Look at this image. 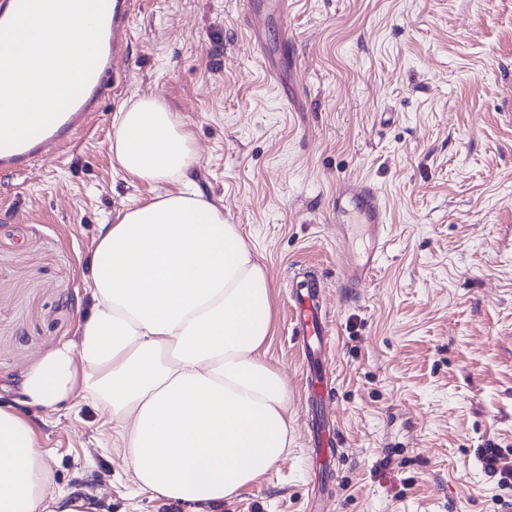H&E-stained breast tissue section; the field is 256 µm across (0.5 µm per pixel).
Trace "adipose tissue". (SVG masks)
<instances>
[{"label": "adipose tissue", "mask_w": 512, "mask_h": 512, "mask_svg": "<svg viewBox=\"0 0 512 512\" xmlns=\"http://www.w3.org/2000/svg\"><path fill=\"white\" fill-rule=\"evenodd\" d=\"M113 126L122 172L157 193L101 225L75 339L23 369L20 387L47 409L106 410L140 491L218 504L261 482L292 442L288 385L264 358L270 285L223 206L188 189L199 156L178 113L141 97ZM171 182L184 190L162 191ZM0 512H89L54 489L35 430L3 408Z\"/></svg>", "instance_id": "adipose-tissue-1"}]
</instances>
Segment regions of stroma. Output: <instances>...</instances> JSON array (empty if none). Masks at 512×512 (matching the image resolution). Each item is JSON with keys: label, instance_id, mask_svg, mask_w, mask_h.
I'll list each match as a JSON object with an SVG mask.
<instances>
[{"label": "stroma", "instance_id": "obj_1", "mask_svg": "<svg viewBox=\"0 0 512 512\" xmlns=\"http://www.w3.org/2000/svg\"><path fill=\"white\" fill-rule=\"evenodd\" d=\"M120 89L73 152L0 175V407L33 426L55 488L97 512H512L480 448L512 453V0H291L298 107L266 75L241 0H140ZM159 97L192 131V177L264 266L293 443L254 486L201 510L137 493L105 414L20 390L24 367L73 340L99 227L155 191L110 151L113 117ZM370 181L389 242L345 287L361 227L337 228L340 181ZM325 277L342 456L325 488L307 444L303 358L288 293Z\"/></svg>", "mask_w": 512, "mask_h": 512}]
</instances>
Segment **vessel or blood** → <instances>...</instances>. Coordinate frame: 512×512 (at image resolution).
Masks as SVG:
<instances>
[{"label":"vessel or blood","mask_w":512,"mask_h":512,"mask_svg":"<svg viewBox=\"0 0 512 512\" xmlns=\"http://www.w3.org/2000/svg\"><path fill=\"white\" fill-rule=\"evenodd\" d=\"M137 3L138 0H106L100 58L83 91L57 127L42 131L21 144L0 147L1 172L25 170L62 154L71 147L73 133L90 126L105 95L114 87L117 74L127 63L123 48L132 35ZM243 5L246 26L257 55L265 58L266 69L273 79L281 80V69L287 66L288 52L295 41L288 28L290 0H243ZM272 27L276 28L279 39V56L273 61L266 57V36ZM351 206L355 207L361 223L372 235L368 250L349 256L344 264L347 282L357 285L378 265L380 242L386 228V208L381 195L370 183L345 181L337 188L333 202L337 217H344ZM324 286L322 273L309 271L292 286L289 299L292 334L308 365L305 390L310 443L325 464L330 465L338 457L342 437L329 411L327 351L330 320L322 299Z\"/></svg>","instance_id":"vessel-or-blood-1"}]
</instances>
